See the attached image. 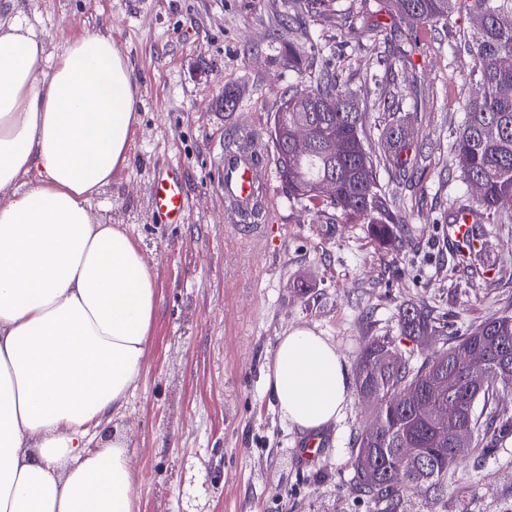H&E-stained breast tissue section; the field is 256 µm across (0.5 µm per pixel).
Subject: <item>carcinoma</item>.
I'll return each mask as SVG.
<instances>
[{
    "mask_svg": "<svg viewBox=\"0 0 512 512\" xmlns=\"http://www.w3.org/2000/svg\"><path fill=\"white\" fill-rule=\"evenodd\" d=\"M335 0H298L300 14L310 18L329 11ZM464 13L469 20L484 17L473 27L463 48L474 59L470 82L482 94L463 105L464 120L457 127L451 151L464 160L461 179L466 185L479 184L474 232L485 236L483 225L512 221V69L503 59L512 57V0H378L375 18L362 33L386 32L394 36L393 59L404 63L419 50L422 38L448 18ZM306 35L304 49L288 40V69L298 74L297 83L283 97L268 130L281 181L288 198L326 203L345 215L359 217L373 225L386 240L394 236L393 194L380 183V170L404 172L416 149L407 139L399 119L385 132L386 151L378 155L365 148L367 111L391 108L390 101L410 92L417 94L418 79L395 92L387 88L367 89L357 99L326 66L308 77L302 67L304 54L321 55L323 46ZM298 126L311 130V149L296 151L290 131ZM398 327L403 336L422 340L427 336L447 338L438 350L416 357L405 355L386 339L374 338L361 349L355 363L359 391L371 393L377 407L369 425L353 438L351 486L385 504L384 512H399L409 492L421 487L438 494L448 469L462 455L485 442L486 451H496L497 437L509 422L500 419L495 404L497 391L491 384L476 392L468 381L472 362L482 360L490 373L503 360L512 363V315H493L465 331L444 317L434 316L424 303L412 304L399 312ZM448 373L452 404L463 417L467 440L457 444L438 423L432 402V383L441 371ZM489 407L485 419L476 415L478 402ZM418 448L422 464L406 455Z\"/></svg>",
    "mask_w": 512,
    "mask_h": 512,
    "instance_id": "cac0c4a2",
    "label": "carcinoma"
}]
</instances>
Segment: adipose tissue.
I'll return each instance as SVG.
<instances>
[{
    "mask_svg": "<svg viewBox=\"0 0 512 512\" xmlns=\"http://www.w3.org/2000/svg\"><path fill=\"white\" fill-rule=\"evenodd\" d=\"M0 512H135L131 457L90 450L144 368L156 284L92 202L128 161L138 117L131 69L110 32L68 43L53 64L0 0ZM281 417L336 423L351 384L335 344L309 327L279 337L265 375Z\"/></svg>",
    "mask_w": 512,
    "mask_h": 512,
    "instance_id": "ef3b65f1",
    "label": "adipose tissue"
}]
</instances>
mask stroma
<instances>
[{
	"mask_svg": "<svg viewBox=\"0 0 512 512\" xmlns=\"http://www.w3.org/2000/svg\"><path fill=\"white\" fill-rule=\"evenodd\" d=\"M24 16L59 54L86 31L106 29L127 58L139 120L129 160L93 201L102 222L121 225L144 255L157 288L156 318L142 374L124 407L96 435L123 442L135 470L138 512H381L354 492L349 441L371 419L372 400L352 391L343 417L321 431L315 457L305 434L284 423L265 387L279 336L305 326L328 336L347 363L371 338L406 351L426 345L400 335L397 315L426 302L469 328L512 314V222L490 224L486 278L457 264L448 211L474 204L450 149L474 95L469 54L448 45L471 22L447 29L413 55L425 80L407 129L427 157L421 178L395 185L397 246L370 224L327 207L289 201L279 176L257 219L224 204L216 170L224 139L250 125L265 153L281 99L294 85L281 59L295 27L296 0H21ZM376 0H339L308 25L323 55L356 87L382 73L390 41L360 35ZM455 82H448V74ZM237 93L224 111L225 91ZM180 166L188 196L181 224L158 223L151 206L158 168ZM400 512H512V433L495 454L473 449L448 471L442 496L410 493Z\"/></svg>",
	"mask_w": 512,
	"mask_h": 512,
	"instance_id": "35a3bbf8",
	"label": "stroma"
}]
</instances>
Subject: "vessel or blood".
I'll return each instance as SVG.
<instances>
[{
  "label": "vessel or blood",
  "mask_w": 512,
  "mask_h": 512,
  "mask_svg": "<svg viewBox=\"0 0 512 512\" xmlns=\"http://www.w3.org/2000/svg\"><path fill=\"white\" fill-rule=\"evenodd\" d=\"M255 143L256 134L246 125L238 126L233 138L224 142V203L245 215L261 208L263 201L257 186L270 181V164L265 154L256 151ZM186 208L187 194L180 169L159 170L154 179L152 198V209L159 223H183Z\"/></svg>",
  "instance_id": "obj_1"
}]
</instances>
